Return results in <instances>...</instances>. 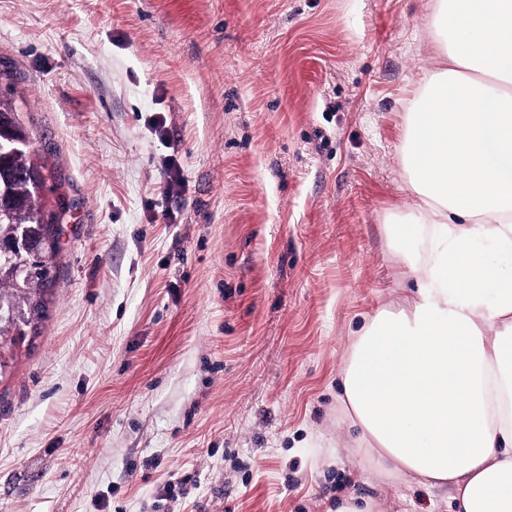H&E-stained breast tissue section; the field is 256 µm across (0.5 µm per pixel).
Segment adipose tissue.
<instances>
[{
	"mask_svg": "<svg viewBox=\"0 0 512 512\" xmlns=\"http://www.w3.org/2000/svg\"><path fill=\"white\" fill-rule=\"evenodd\" d=\"M432 24L455 46L407 112L418 287L356 335L337 401L380 468L512 512V0H437Z\"/></svg>",
	"mask_w": 512,
	"mask_h": 512,
	"instance_id": "adipose-tissue-1",
	"label": "adipose tissue"
}]
</instances>
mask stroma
Returning <instances> with one entry per match:
<instances>
[{"label": "stroma", "instance_id": "35a3bbf8", "mask_svg": "<svg viewBox=\"0 0 512 512\" xmlns=\"http://www.w3.org/2000/svg\"><path fill=\"white\" fill-rule=\"evenodd\" d=\"M433 3L0 0V100L60 231L0 374V512H449L357 456L336 401L401 298Z\"/></svg>", "mask_w": 512, "mask_h": 512}]
</instances>
